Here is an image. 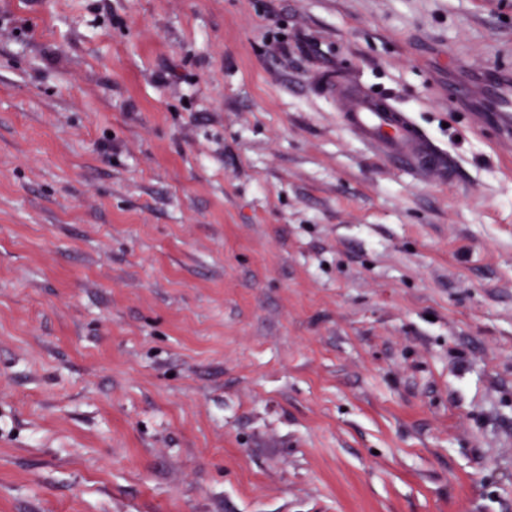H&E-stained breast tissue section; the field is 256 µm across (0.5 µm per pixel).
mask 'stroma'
Listing matches in <instances>:
<instances>
[{
  "label": "stroma",
  "instance_id": "obj_1",
  "mask_svg": "<svg viewBox=\"0 0 512 512\" xmlns=\"http://www.w3.org/2000/svg\"><path fill=\"white\" fill-rule=\"evenodd\" d=\"M506 67L512 0H0V512H512ZM481 95L485 106H478L470 113L472 121L493 130L500 142L512 143V74L509 82L501 75L482 74L479 77ZM344 124L380 155L406 163L424 178L431 176L439 155L411 115L392 99L378 97L360 87L336 86Z\"/></svg>",
  "mask_w": 512,
  "mask_h": 512
}]
</instances>
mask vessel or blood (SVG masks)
<instances>
[{"instance_id": "b4317fda", "label": "vessel or blood", "mask_w": 512, "mask_h": 512, "mask_svg": "<svg viewBox=\"0 0 512 512\" xmlns=\"http://www.w3.org/2000/svg\"><path fill=\"white\" fill-rule=\"evenodd\" d=\"M479 81L485 103L471 111V120L493 130L499 141L511 144L512 81L489 74L481 75ZM336 98L344 124L361 142L384 157L406 163L421 176L434 173L438 153L411 115L392 99L349 85L337 86Z\"/></svg>"}]
</instances>
